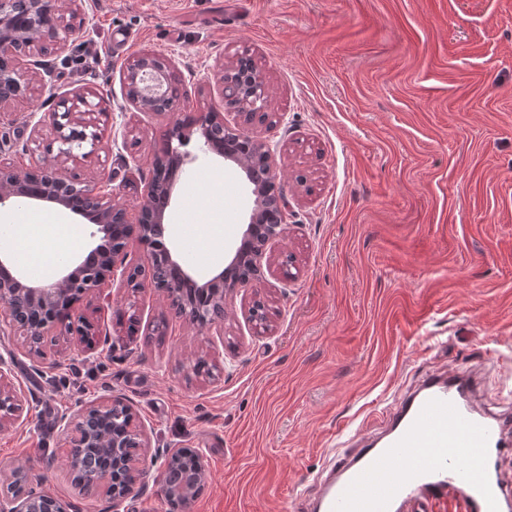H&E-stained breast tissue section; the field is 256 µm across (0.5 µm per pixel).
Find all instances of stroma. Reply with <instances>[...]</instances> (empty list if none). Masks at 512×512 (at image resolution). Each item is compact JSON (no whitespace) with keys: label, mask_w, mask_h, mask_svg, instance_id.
I'll return each instance as SVG.
<instances>
[{"label":"stroma","mask_w":512,"mask_h":512,"mask_svg":"<svg viewBox=\"0 0 512 512\" xmlns=\"http://www.w3.org/2000/svg\"><path fill=\"white\" fill-rule=\"evenodd\" d=\"M84 25L36 55L32 100L0 107V161H46L44 122L58 96L88 91L111 114L96 151L64 163L76 182H108L137 213L170 115L127 101L125 64L170 58L184 114L224 109L220 77L238 49L267 79L288 235L271 266L234 294L223 324L175 316L163 292L137 296L127 274L150 250L130 236L104 297L84 298L100 336L50 332L31 353L0 315V359L21 395L0 427V470L75 512H168L161 463L140 465L135 492L78 494L67 467L66 418L105 398L132 405L160 454L201 455L205 486L185 512H285L350 432L435 369L482 367V410L512 408V0H81ZM165 212L185 225L201 177L224 173V261L254 208L244 171L205 151L201 134ZM166 245L204 282L221 268L178 233ZM214 377L195 376L198 357Z\"/></svg>","instance_id":"35a3bbf8"}]
</instances>
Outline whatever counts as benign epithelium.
Masks as SVG:
<instances>
[{"mask_svg": "<svg viewBox=\"0 0 512 512\" xmlns=\"http://www.w3.org/2000/svg\"><path fill=\"white\" fill-rule=\"evenodd\" d=\"M79 11L78 0H69L67 7L57 8L50 0H0V105L20 102L27 98L31 91L36 72L29 70L23 63L20 54L23 49L38 46L42 49L48 44H59L63 41L61 34H70L78 25L74 23ZM253 58L248 52L235 57L224 68L222 78V94L227 104L236 109L238 122L229 127L224 116L219 112H202L194 125H182L174 122L167 126L163 139L167 148L164 156L171 158L177 167L187 163V155L180 151H172L169 145L176 140L183 145L190 141L193 126H198L205 143H210L214 128L218 127L228 133L246 138L251 148L262 156L264 173L271 179L277 178L278 163L274 158L267 141L246 132L243 121L265 123L268 113L267 88L265 77L252 70ZM123 82L128 102L137 110L158 112L160 114L172 110L180 102L181 93L179 79L170 64L154 53H143L130 60L123 69ZM103 110L101 103H93L80 93L63 95L58 98L55 108L48 113V118L55 131V142L59 144L58 155L53 162L33 172L23 173L8 163H0V205L17 198L46 201L71 209L72 190L78 188L74 182L65 177L59 158L75 162L88 156V153L77 154L88 142L96 146L101 139L94 115ZM80 189L81 203L78 213L90 218L98 231L113 238L112 248L101 250L96 248L88 258L73 269L63 274L55 282L34 286L10 269L0 259V306L7 309V316L15 327L29 329L30 315L36 306L43 308V316L35 326L36 334L43 336L56 326L69 322L73 314L62 320L57 316L55 305L58 297L66 288H82V292L97 296L102 287L112 279L118 264L122 263L121 255L126 242L122 237V229L130 226L126 208L114 202L112 194L96 183H87ZM160 183L149 179L145 186L143 203L140 209L138 227L148 228L165 235L167 225L163 224L164 209L169 199H159L163 192ZM171 195V190H166ZM265 215L258 212L251 216V224L243 235L240 253L249 259L251 273L243 277H234L230 272L221 273L203 285L204 290L211 292L214 306L211 310L210 322L224 320L227 294L237 288H250L263 279V263L270 262L275 246L285 238L287 227L278 224L275 228L257 241L252 233L259 230ZM77 321L79 334L85 337L88 348L96 347L99 329L86 317L79 315ZM11 370L4 360H0V400L8 397L12 400V411L0 414V427L11 419L20 406L19 396L10 381ZM121 405L129 413L134 409L120 399H103L94 402L77 414L75 429L78 438L75 448L67 456L70 469H76V461L82 457L86 448H100L98 428L91 418L99 416L114 406ZM151 440L145 427L138 418H133L128 425L112 426V457L119 469L132 468L138 453H147ZM203 484L178 477L172 483L160 484V493L169 497L178 493L184 497L185 504L198 495ZM44 494L32 492L28 497L0 495V512H37L39 501Z\"/></svg>", "mask_w": 512, "mask_h": 512, "instance_id": "obj_1", "label": "benign epithelium"}]
</instances>
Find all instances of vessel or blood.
<instances>
[{"label":"vessel or blood","instance_id":"1","mask_svg":"<svg viewBox=\"0 0 512 512\" xmlns=\"http://www.w3.org/2000/svg\"><path fill=\"white\" fill-rule=\"evenodd\" d=\"M476 380L439 371L383 411L381 436L320 471L318 512H507L496 459L512 415L476 409Z\"/></svg>","mask_w":512,"mask_h":512}]
</instances>
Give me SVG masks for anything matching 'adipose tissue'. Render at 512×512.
Masks as SVG:
<instances>
[{
    "label": "adipose tissue",
    "mask_w": 512,
    "mask_h": 512,
    "mask_svg": "<svg viewBox=\"0 0 512 512\" xmlns=\"http://www.w3.org/2000/svg\"><path fill=\"white\" fill-rule=\"evenodd\" d=\"M80 243L81 234L76 226L34 211L23 212L8 240L15 260L26 265L30 274L37 278L48 276L52 271L54 260L48 253L49 248L58 245L74 250Z\"/></svg>",
    "instance_id": "ef3b65f1"
}]
</instances>
